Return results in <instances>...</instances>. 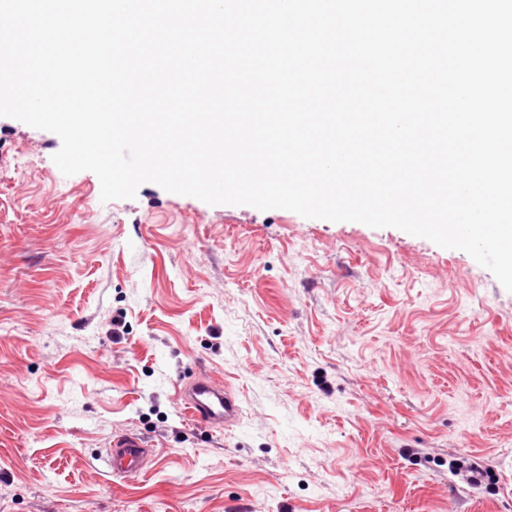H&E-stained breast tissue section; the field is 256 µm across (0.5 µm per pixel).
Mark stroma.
Wrapping results in <instances>:
<instances>
[{
	"mask_svg": "<svg viewBox=\"0 0 512 512\" xmlns=\"http://www.w3.org/2000/svg\"><path fill=\"white\" fill-rule=\"evenodd\" d=\"M60 146L0 117V512H512V292L489 269L153 183L105 202ZM202 375L239 398L233 429L186 416ZM129 431L155 459L123 479L104 454Z\"/></svg>",
	"mask_w": 512,
	"mask_h": 512,
	"instance_id": "1",
	"label": "stroma"
}]
</instances>
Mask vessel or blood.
<instances>
[{
	"label": "vessel or blood",
	"mask_w": 512,
	"mask_h": 512,
	"mask_svg": "<svg viewBox=\"0 0 512 512\" xmlns=\"http://www.w3.org/2000/svg\"><path fill=\"white\" fill-rule=\"evenodd\" d=\"M186 413L195 421L215 428H231L241 418V404L226 385L209 376H201L179 386ZM149 448L133 432L113 437L107 460L114 476L133 478L144 474Z\"/></svg>",
	"instance_id": "b4317fda"
}]
</instances>
